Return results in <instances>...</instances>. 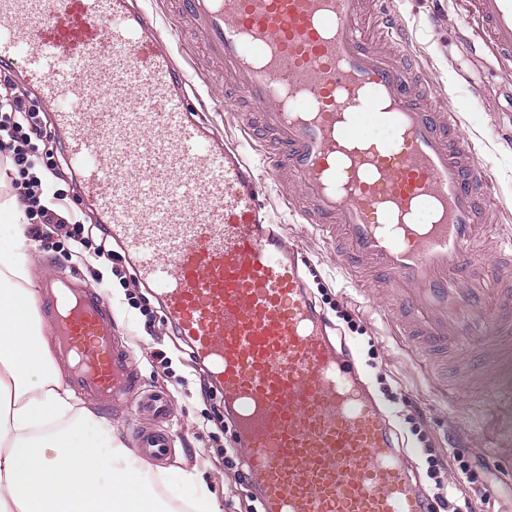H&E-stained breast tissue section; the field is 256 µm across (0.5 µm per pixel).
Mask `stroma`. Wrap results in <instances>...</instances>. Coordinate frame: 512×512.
<instances>
[{
  "label": "stroma",
  "mask_w": 512,
  "mask_h": 512,
  "mask_svg": "<svg viewBox=\"0 0 512 512\" xmlns=\"http://www.w3.org/2000/svg\"><path fill=\"white\" fill-rule=\"evenodd\" d=\"M140 2L158 11L164 29H187L185 41L173 46L176 61L183 63L201 105L214 108L218 132L246 142L238 115L226 109L223 84L207 78L215 66L200 37L190 33V21L162 0ZM392 2L408 32V50L428 75L434 95L459 113L462 131L479 148L492 192L502 205L499 222L488 234L490 243L511 239L512 74L474 50L457 0ZM47 181L84 223H98L99 213L83 196L77 176L52 168ZM281 192V187L266 182L262 200L273 221L282 225L288 242L298 245L309 259L305 278L319 309L357 351L375 396H382L384 387L391 386L400 388L406 398L405 403L393 406V421L408 445L407 463L422 487H430L431 481L420 445L406 421L416 411L438 453L466 450L473 468L469 479H462L455 466L447 476L457 487V499L469 503V512H512V466L507 463L512 457V389L475 371L472 356L464 352L434 357L439 371L431 373L425 363L430 356L428 346H411L394 329V321L407 320L408 315L399 309L392 289L372 283L364 291H355L336 263L335 240L320 225L290 210ZM14 226L13 216H0V260H27L36 287L49 278L74 276L82 285L96 289L112 312L114 334L130 351L138 394L109 410L86 399L94 417L106 420L132 449L137 432L149 426L137 410L140 396L154 391L168 394L170 410L163 426L172 439L171 453L152 467L159 475L156 490L162 499L183 506L181 478L188 471L216 496L221 512H252V503L224 455L225 448L234 443L232 428L222 424L224 391L214 386L201 392L195 363L166 322L154 291L141 288L126 293L113 277V269L127 264L123 249L115 248L111 261L93 265L74 252L67 229L22 239L15 235ZM147 319L152 322L148 328L143 325ZM162 353L171 358L170 366L160 364Z\"/></svg>",
  "instance_id": "obj_1"
}]
</instances>
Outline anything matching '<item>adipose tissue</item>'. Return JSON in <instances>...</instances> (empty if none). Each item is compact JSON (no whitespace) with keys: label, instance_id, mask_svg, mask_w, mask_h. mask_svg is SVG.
<instances>
[{"label":"adipose tissue","instance_id":"1","mask_svg":"<svg viewBox=\"0 0 512 512\" xmlns=\"http://www.w3.org/2000/svg\"><path fill=\"white\" fill-rule=\"evenodd\" d=\"M91 421L53 363L25 262L0 261V512H160L150 467L111 426L71 446Z\"/></svg>","mask_w":512,"mask_h":512}]
</instances>
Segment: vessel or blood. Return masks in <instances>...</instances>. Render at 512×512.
I'll use <instances>...</instances> for the list:
<instances>
[{
	"mask_svg": "<svg viewBox=\"0 0 512 512\" xmlns=\"http://www.w3.org/2000/svg\"><path fill=\"white\" fill-rule=\"evenodd\" d=\"M250 107L286 200L332 224L338 264L362 265L412 314L409 335L467 351L512 383V253L488 267L489 181L456 112L405 61L391 0H176ZM476 45L512 66V0H463ZM135 0H0V63L21 67L68 135L83 193L224 389L263 512H430L356 354L337 347L272 227L257 168L198 113L185 69ZM69 380L105 406L135 373L101 297L46 280ZM166 434L140 439L164 457Z\"/></svg>",
	"mask_w": 512,
	"mask_h": 512,
	"instance_id": "vessel-or-blood-1",
	"label": "vessel or blood"
}]
</instances>
